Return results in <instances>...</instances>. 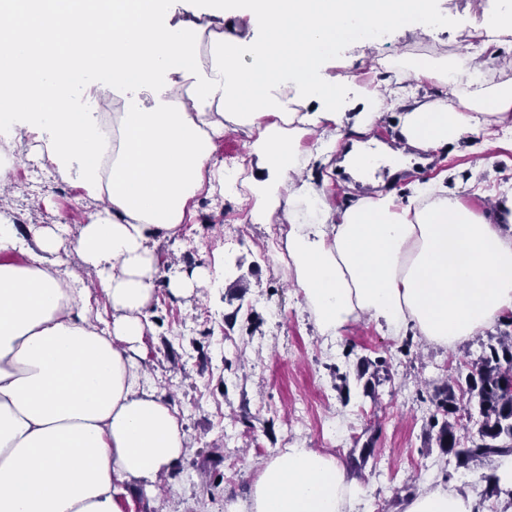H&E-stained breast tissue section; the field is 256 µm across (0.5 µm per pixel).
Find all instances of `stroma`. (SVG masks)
I'll return each instance as SVG.
<instances>
[{
  "instance_id": "obj_1",
  "label": "stroma",
  "mask_w": 512,
  "mask_h": 512,
  "mask_svg": "<svg viewBox=\"0 0 512 512\" xmlns=\"http://www.w3.org/2000/svg\"><path fill=\"white\" fill-rule=\"evenodd\" d=\"M502 7V0H436L434 23L416 33L391 29L384 48L343 43L336 55L347 63L345 75L359 82H390L393 71L373 69V57L462 58L466 31ZM478 147L487 159L482 166L473 154ZM344 150L337 145L332 162L312 171L334 208L365 194L361 184L341 182ZM14 154V191L0 200V219L22 227L57 222L62 232L76 233L93 202L50 165L32 160L26 139L17 140ZM507 173L512 149L476 139L433 154L403 178L379 175L375 182L405 196L443 176L483 214L490 193L512 192L503 181ZM191 207L192 219L159 245V266L184 273L214 266L211 286L178 300L158 290L141 349L142 364L177 407L188 449L157 482L123 485L125 512H228L248 500L259 466L290 447L319 449L346 465L364 457L352 473L351 512H403L408 498L430 483L470 494L489 467L482 461L457 467L453 455L436 447L429 437L431 395L444 381L465 378L504 324L448 350L369 320L338 336L319 335L292 285L290 259L276 256L281 243L269 225L251 223L248 204L229 196L202 195ZM274 309L279 318L271 317ZM365 358L384 360L386 368L370 392L357 379Z\"/></svg>"
}]
</instances>
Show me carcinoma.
<instances>
[{"label": "carcinoma", "mask_w": 512, "mask_h": 512, "mask_svg": "<svg viewBox=\"0 0 512 512\" xmlns=\"http://www.w3.org/2000/svg\"><path fill=\"white\" fill-rule=\"evenodd\" d=\"M467 403L480 416L477 434L469 443H462L457 423L449 420L457 410L455 391L443 384L437 391L436 411L446 416L443 421L432 418L430 428L437 429L438 447L454 455L457 467H466L473 460L495 462L512 456V332L505 331L478 361L472 363L466 376ZM486 485L477 489L479 501L501 492L500 478L483 477Z\"/></svg>", "instance_id": "carcinoma-1"}]
</instances>
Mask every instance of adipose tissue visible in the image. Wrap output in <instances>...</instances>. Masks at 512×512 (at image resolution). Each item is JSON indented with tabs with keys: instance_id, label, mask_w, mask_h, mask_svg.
Here are the masks:
<instances>
[{
	"instance_id": "1",
	"label": "adipose tissue",
	"mask_w": 512,
	"mask_h": 512,
	"mask_svg": "<svg viewBox=\"0 0 512 512\" xmlns=\"http://www.w3.org/2000/svg\"><path fill=\"white\" fill-rule=\"evenodd\" d=\"M208 2L226 23L205 31L165 22L164 0H0V137L25 131L31 153L99 203L68 238L0 220V252L29 256L0 262V512H124L118 483L180 462L177 408L139 357L158 289L211 283L210 267L168 278L157 262L198 196L228 190L252 223L289 224L294 286L320 335L367 319L448 349L512 312V197L479 215L436 182L335 209L306 172L347 125L369 130L391 110L425 151L512 132V81L487 84L477 55L415 60L381 90L328 73L337 44L430 21L434 0ZM426 81L449 97L420 93ZM107 95L118 112L80 111ZM228 130L251 159L229 176L215 155ZM73 253L104 292L107 328L91 289L73 285ZM352 484L334 456L287 448L243 512H345ZM404 512L484 510L436 487Z\"/></svg>"
}]
</instances>
